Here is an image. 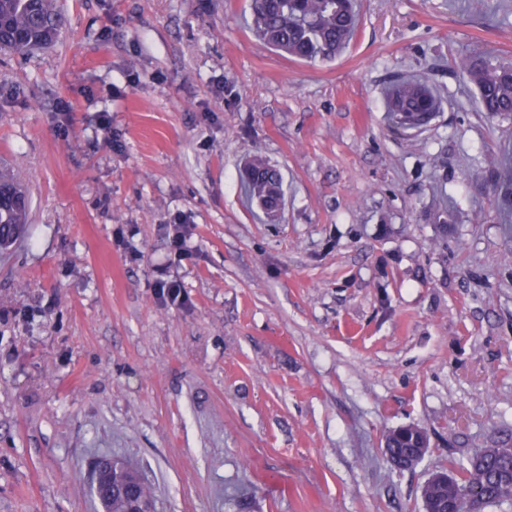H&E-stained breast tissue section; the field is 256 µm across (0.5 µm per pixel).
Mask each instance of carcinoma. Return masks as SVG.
Listing matches in <instances>:
<instances>
[{
  "label": "carcinoma",
  "mask_w": 512,
  "mask_h": 512,
  "mask_svg": "<svg viewBox=\"0 0 512 512\" xmlns=\"http://www.w3.org/2000/svg\"><path fill=\"white\" fill-rule=\"evenodd\" d=\"M251 25L269 47L307 62L339 56L358 27L355 0H250ZM60 32L57 0H0V53H25L47 46ZM463 74L478 91L481 111L512 115V64H496L474 48L458 61ZM387 109L391 125L408 129L428 123L439 103L423 82L400 80L390 90ZM246 193L264 212L274 214L266 201L264 178L248 171ZM29 200L26 190L10 172L0 170V251L9 249L26 232ZM428 434L417 427H400L384 438L386 453L400 466ZM102 512H155L152 486L126 461L110 458L101 481L89 487ZM454 495L477 512L512 506V444L486 448L477 462L460 465L451 484L422 487L423 508Z\"/></svg>",
  "instance_id": "obj_1"
}]
</instances>
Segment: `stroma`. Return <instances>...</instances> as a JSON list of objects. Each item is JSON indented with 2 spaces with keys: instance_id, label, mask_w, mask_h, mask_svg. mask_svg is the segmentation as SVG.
<instances>
[{
  "instance_id": "35a3bbf8",
  "label": "stroma",
  "mask_w": 512,
  "mask_h": 512,
  "mask_svg": "<svg viewBox=\"0 0 512 512\" xmlns=\"http://www.w3.org/2000/svg\"><path fill=\"white\" fill-rule=\"evenodd\" d=\"M359 4L324 63L258 42L247 0H59L56 43L0 55V165L30 199L0 253V512H93L102 455L156 512H422L433 471L512 438V115L456 66L512 63V0ZM404 78L427 127L388 121ZM408 424L430 448L399 469ZM387 109L393 127L408 129L428 123L439 103L425 83L399 80L388 94ZM264 164H265L266 169L268 171H270L275 176V179H276L275 194H276V198H277V207L273 209L267 205V201L265 199L266 192H267L266 182L264 181V178L261 175L254 173L251 170V167L246 176V193H247V196L249 198H251V200L261 210H263L267 214H274V213L278 212L281 208L282 199H283V187H282V182H281V178H280V174H279L278 170L271 165H268L266 163H264ZM416 435L422 438H428L429 443L427 432L419 427L413 430L398 427L386 434L384 438V448L386 453L395 461V466L401 468L400 464L404 463L410 456L408 452L418 443Z\"/></svg>"
}]
</instances>
